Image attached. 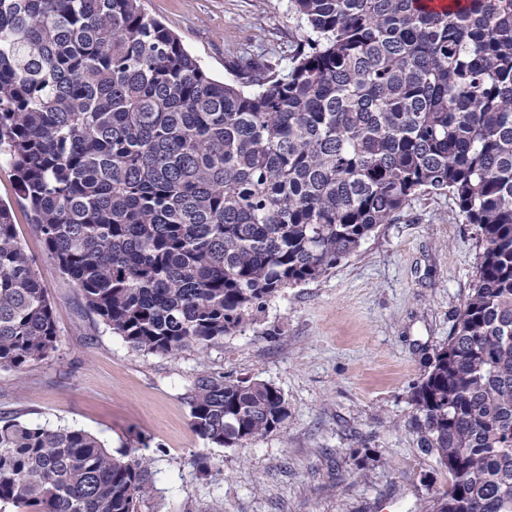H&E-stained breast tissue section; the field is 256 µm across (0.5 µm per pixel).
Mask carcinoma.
<instances>
[{
  "instance_id": "1",
  "label": "carcinoma",
  "mask_w": 512,
  "mask_h": 512,
  "mask_svg": "<svg viewBox=\"0 0 512 512\" xmlns=\"http://www.w3.org/2000/svg\"><path fill=\"white\" fill-rule=\"evenodd\" d=\"M289 65L212 78L141 0H0V159L46 255L132 348L177 357L251 325L420 195L479 230L474 284L411 394L450 482L431 512H512V0H290ZM53 306L0 203V368L56 350ZM211 445L288 419L268 382L200 372ZM150 462L0 417V504L138 512Z\"/></svg>"
}]
</instances>
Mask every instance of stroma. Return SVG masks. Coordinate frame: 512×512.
<instances>
[{
  "instance_id": "obj_1",
  "label": "stroma",
  "mask_w": 512,
  "mask_h": 512,
  "mask_svg": "<svg viewBox=\"0 0 512 512\" xmlns=\"http://www.w3.org/2000/svg\"><path fill=\"white\" fill-rule=\"evenodd\" d=\"M216 80L240 56L287 63L303 27L289 0H142ZM0 201L54 310L56 349L0 368V413L86 430L150 460L138 512H424L448 476L412 427L411 392L471 292L477 229L451 198L420 196L321 279L286 289L255 324L171 358L131 349L90 313L27 220L12 168ZM273 384L284 426L247 448L191 427L183 395L201 371Z\"/></svg>"
}]
</instances>
